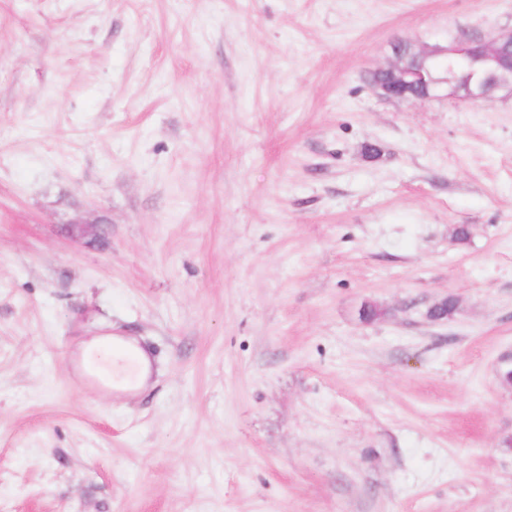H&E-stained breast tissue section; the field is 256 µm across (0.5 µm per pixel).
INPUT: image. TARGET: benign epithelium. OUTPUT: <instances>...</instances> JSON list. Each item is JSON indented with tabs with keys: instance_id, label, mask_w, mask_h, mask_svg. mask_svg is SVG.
Listing matches in <instances>:
<instances>
[{
	"instance_id": "7a95c632",
	"label": "benign epithelium",
	"mask_w": 512,
	"mask_h": 512,
	"mask_svg": "<svg viewBox=\"0 0 512 512\" xmlns=\"http://www.w3.org/2000/svg\"><path fill=\"white\" fill-rule=\"evenodd\" d=\"M509 49L512 50V33L487 42L457 39L446 48L417 49L408 42H399L394 46L398 62L379 69L384 77L374 81V85L387 99L437 98L441 91L448 89V73L432 69V61L445 54L474 57L480 68L476 78L467 83L461 98L484 101L496 90L512 86V54H506Z\"/></svg>"
}]
</instances>
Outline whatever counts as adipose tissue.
Here are the masks:
<instances>
[{
	"mask_svg": "<svg viewBox=\"0 0 512 512\" xmlns=\"http://www.w3.org/2000/svg\"><path fill=\"white\" fill-rule=\"evenodd\" d=\"M84 359L99 356L102 370L116 377L119 386L142 388L150 374L148 354L118 336L107 335L83 344Z\"/></svg>",
	"mask_w": 512,
	"mask_h": 512,
	"instance_id": "adipose-tissue-1",
	"label": "adipose tissue"
}]
</instances>
